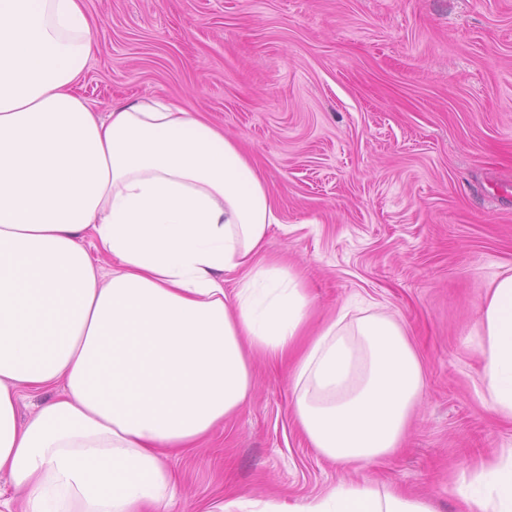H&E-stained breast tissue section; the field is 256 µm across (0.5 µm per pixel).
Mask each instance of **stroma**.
<instances>
[{"instance_id": "1", "label": "stroma", "mask_w": 512, "mask_h": 512, "mask_svg": "<svg viewBox=\"0 0 512 512\" xmlns=\"http://www.w3.org/2000/svg\"><path fill=\"white\" fill-rule=\"evenodd\" d=\"M94 50L77 91L95 111L184 101L240 143L281 219L268 256L316 317L355 302L403 322L424 388L394 453L360 468L309 448L288 373L192 455L180 512L225 496L294 503L345 480L466 512L458 482L512 449L479 396L472 331L512 270V0H86Z\"/></svg>"}]
</instances>
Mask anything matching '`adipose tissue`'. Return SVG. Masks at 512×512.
<instances>
[{"instance_id":"adipose-tissue-1","label":"adipose tissue","mask_w":512,"mask_h":512,"mask_svg":"<svg viewBox=\"0 0 512 512\" xmlns=\"http://www.w3.org/2000/svg\"><path fill=\"white\" fill-rule=\"evenodd\" d=\"M93 32L85 0H0V474L21 512H170L184 482L170 459L246 404L256 355L287 367L319 456L394 451L424 386L401 320L344 306L312 325L303 283L264 255L278 209L235 140L177 99L100 114L75 93ZM475 332L482 396L512 420V273ZM24 389L55 395L22 421ZM456 493L512 512V457ZM205 512L436 510L365 481Z\"/></svg>"}]
</instances>
